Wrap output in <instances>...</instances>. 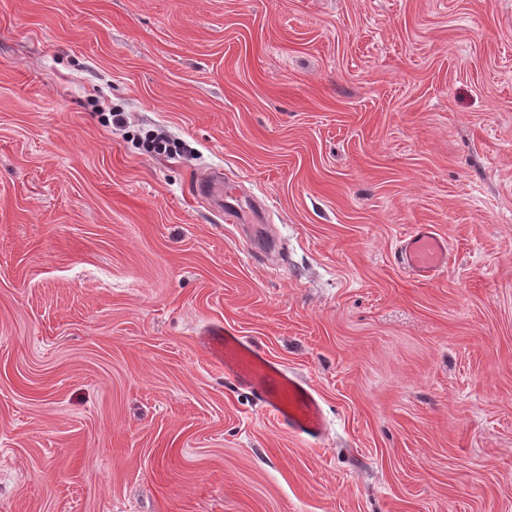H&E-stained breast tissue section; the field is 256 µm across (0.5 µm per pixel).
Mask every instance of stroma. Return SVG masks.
Listing matches in <instances>:
<instances>
[{
	"label": "stroma",
	"instance_id": "35a3bbf8",
	"mask_svg": "<svg viewBox=\"0 0 512 512\" xmlns=\"http://www.w3.org/2000/svg\"><path fill=\"white\" fill-rule=\"evenodd\" d=\"M0 512H512V0H0ZM194 193L197 197L209 199L223 215L224 213V181L220 177H211L200 180L194 185ZM235 203L226 201L224 213L225 221L238 224H252L260 222V205L234 199ZM397 255L410 274L431 280L448 266V241L431 226L419 225L400 241ZM206 335L202 343L210 359L224 369L226 378L248 390L267 416L307 446L323 436L327 420L322 401L308 381L247 336L219 325Z\"/></svg>",
	"mask_w": 512,
	"mask_h": 512
}]
</instances>
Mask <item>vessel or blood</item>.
<instances>
[{"instance_id":"b4317fda","label":"vessel or blood","mask_w":512,"mask_h":512,"mask_svg":"<svg viewBox=\"0 0 512 512\" xmlns=\"http://www.w3.org/2000/svg\"><path fill=\"white\" fill-rule=\"evenodd\" d=\"M194 192L222 209L226 221L252 224L260 220L256 203H224L222 178L198 181ZM398 261L416 278H435L448 265V241L431 226H417L401 240ZM202 343L210 359L223 368L225 377L248 390L265 414L290 435L308 446L323 436L327 420L322 401L308 381L290 372L248 337L225 327H210Z\"/></svg>"}]
</instances>
